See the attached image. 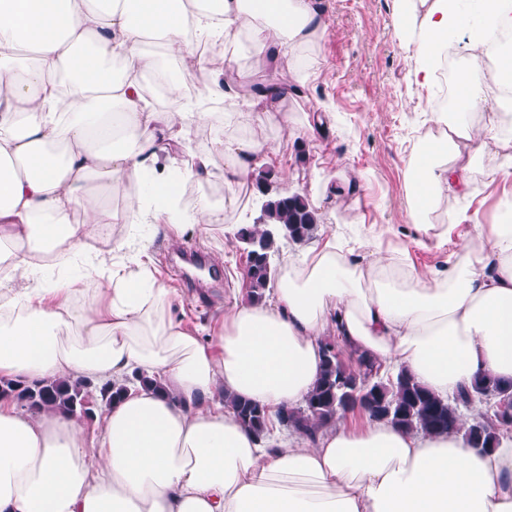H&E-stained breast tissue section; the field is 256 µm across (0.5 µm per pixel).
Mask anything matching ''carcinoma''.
<instances>
[{"label":"carcinoma","mask_w":512,"mask_h":512,"mask_svg":"<svg viewBox=\"0 0 512 512\" xmlns=\"http://www.w3.org/2000/svg\"><path fill=\"white\" fill-rule=\"evenodd\" d=\"M255 188L261 196L260 222L242 225L236 236L246 251L248 297L260 301L278 281L273 257L280 253L283 244L310 240L317 229L318 214L306 195L273 189L268 171H258ZM137 385L149 388L154 386V381L135 376L122 385L107 384L99 389L101 401L108 407ZM356 387L373 389L382 404L373 412L365 411L369 419L423 435L460 433L464 442L480 453L498 444L503 423L495 411L488 410L465 425L461 409L471 406L472 400L481 395L497 399L512 397L511 383L506 385L490 376H481L470 387L446 399L421 385L404 369L394 375H382L379 366L364 356L355 357L354 364L348 365L336 354L324 352L319 378L306 400L290 408L288 418L279 423L314 439L322 429L346 417L340 403ZM91 388V383L82 380L26 384L0 379V398H17L35 414L55 410L74 415L91 404ZM224 406L255 436L266 430L267 412L259 404L226 393Z\"/></svg>","instance_id":"cac0c4a2"}]
</instances>
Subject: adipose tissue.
Here are the masks:
<instances>
[{
  "instance_id": "obj_1",
  "label": "adipose tissue",
  "mask_w": 512,
  "mask_h": 512,
  "mask_svg": "<svg viewBox=\"0 0 512 512\" xmlns=\"http://www.w3.org/2000/svg\"><path fill=\"white\" fill-rule=\"evenodd\" d=\"M394 0L395 34L414 48L410 78L432 87L464 42L458 111L410 153L409 218L421 246L443 244L477 175L512 177V122L476 102L512 95V0ZM320 0H0V378L121 384L130 391L94 441L60 412L0 400V512H512V433L494 452L461 435L423 436L382 422L325 428L316 439H257L225 408L231 393L269 414L304 402L323 337L337 336L390 371L408 369L448 398L488 374L512 382V204L448 266L407 267L399 250L368 262L326 241L289 258L273 298L234 303L214 338L173 318L174 297L145 255L143 226L209 236L249 190L271 147L224 139L186 152L208 124L207 97L259 128L312 75L324 37ZM223 45L213 67L208 51ZM212 68L207 97L156 108L147 85L179 90L175 62ZM229 197L172 199L167 170L211 173ZM124 188V212L95 184Z\"/></svg>"
}]
</instances>
